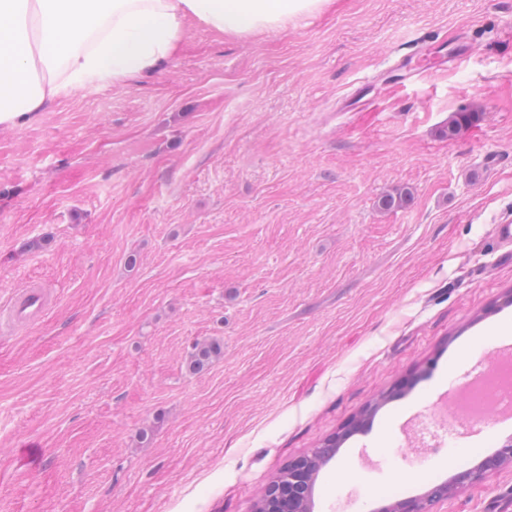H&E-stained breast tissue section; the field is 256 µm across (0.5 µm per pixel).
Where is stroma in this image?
Here are the masks:
<instances>
[{
    "label": "stroma",
    "mask_w": 512,
    "mask_h": 512,
    "mask_svg": "<svg viewBox=\"0 0 512 512\" xmlns=\"http://www.w3.org/2000/svg\"><path fill=\"white\" fill-rule=\"evenodd\" d=\"M462 41L461 63L381 79ZM363 79L371 102L337 111ZM506 221L512 0H337L243 39L190 25L163 70L0 128V300L56 292L0 335V512H253L338 435L350 478L324 467L313 512L473 467L512 421L451 423L439 453L403 428L512 345L488 335L512 321ZM205 340L222 353L192 371ZM431 512H512V465ZM53 294L41 281L32 280L0 303V331L9 333L39 321L50 309ZM273 486L261 492L259 499L264 503L268 511L265 512H278L272 509L276 508L281 499L288 497V490L292 491L293 486L289 478L288 467L279 472L273 479Z\"/></svg>",
    "instance_id": "1"
}]
</instances>
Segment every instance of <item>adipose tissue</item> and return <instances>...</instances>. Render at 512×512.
I'll list each match as a JSON object with an SVG mask.
<instances>
[{"label": "adipose tissue", "instance_id": "ef3b65f1", "mask_svg": "<svg viewBox=\"0 0 512 512\" xmlns=\"http://www.w3.org/2000/svg\"><path fill=\"white\" fill-rule=\"evenodd\" d=\"M334 0H0V126L173 58L187 24L229 36L287 29Z\"/></svg>", "mask_w": 512, "mask_h": 512}]
</instances>
